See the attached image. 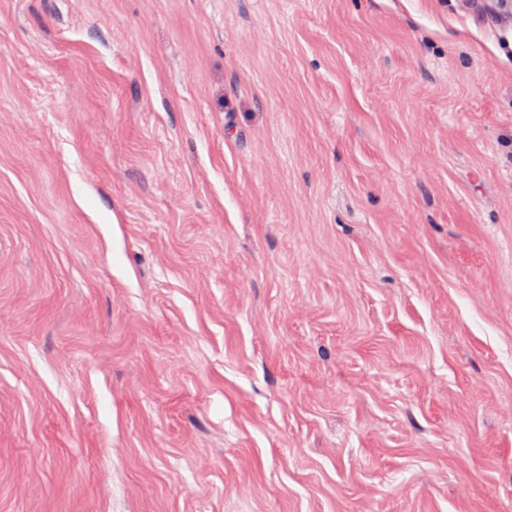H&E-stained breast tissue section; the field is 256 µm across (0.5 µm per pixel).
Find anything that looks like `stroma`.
<instances>
[{"instance_id": "35a3bbf8", "label": "stroma", "mask_w": 512, "mask_h": 512, "mask_svg": "<svg viewBox=\"0 0 512 512\" xmlns=\"http://www.w3.org/2000/svg\"><path fill=\"white\" fill-rule=\"evenodd\" d=\"M0 512H512V34L0 0Z\"/></svg>"}]
</instances>
